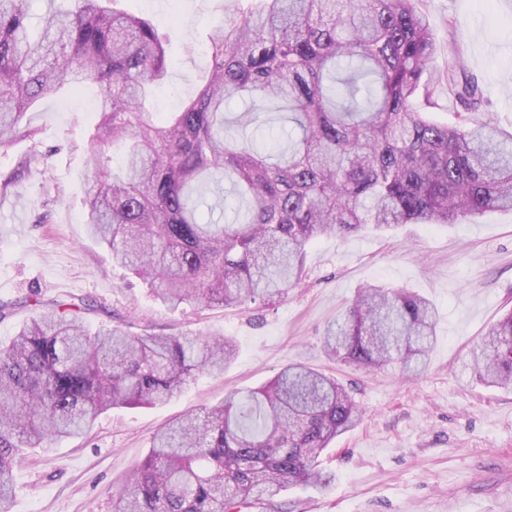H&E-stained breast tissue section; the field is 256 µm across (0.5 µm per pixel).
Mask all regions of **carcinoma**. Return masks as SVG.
Returning <instances> with one entry per match:
<instances>
[{
  "label": "carcinoma",
  "mask_w": 512,
  "mask_h": 512,
  "mask_svg": "<svg viewBox=\"0 0 512 512\" xmlns=\"http://www.w3.org/2000/svg\"><path fill=\"white\" fill-rule=\"evenodd\" d=\"M30 24L29 0H0V153L35 139L32 104L65 87L100 89L84 221L112 262L169 309L270 304L295 287L317 238L368 227L456 224L512 211V134L491 121L437 123L415 107L436 52L421 0H260L221 18L209 75L181 111L146 109L170 63L172 33L117 8L71 0ZM466 112L478 83L448 69ZM280 100L299 134L288 151L226 136L224 103ZM118 167H109L111 156ZM42 154L0 183L16 187ZM0 342V512L28 448L89 430L111 408L169 401L236 355L226 337L89 329L83 301H57ZM437 336L428 299L366 285L329 325L324 349L365 370L427 367ZM471 355L479 380L512 390V311ZM362 414L336 379L300 363L231 392L202 415L171 420L111 489L113 512H245L293 485L318 486V458Z\"/></svg>",
  "instance_id": "cac0c4a2"
}]
</instances>
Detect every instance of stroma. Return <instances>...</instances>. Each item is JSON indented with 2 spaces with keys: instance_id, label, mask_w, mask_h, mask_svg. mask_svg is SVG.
Returning a JSON list of instances; mask_svg holds the SVG:
<instances>
[{
  "instance_id": "35a3bbf8",
  "label": "stroma",
  "mask_w": 512,
  "mask_h": 512,
  "mask_svg": "<svg viewBox=\"0 0 512 512\" xmlns=\"http://www.w3.org/2000/svg\"><path fill=\"white\" fill-rule=\"evenodd\" d=\"M121 6L175 29L167 79L147 101L152 112L175 110L207 77L200 47L234 0ZM420 7L436 39L434 71L460 61L485 101L477 118L512 132V0H422ZM97 97L88 86L41 99L30 112L35 141L0 154V180L31 148L50 155L0 194V301L17 305L0 322V340L30 316L29 296L46 304L83 298L94 306L85 316L91 326L221 334L234 341L237 357L223 375L196 376L165 405L108 411L88 434L33 452L14 472L12 512H111V487L170 419L217 405L228 391L258 387L291 363L336 377L363 417L320 458L330 484L290 487L280 498L283 512H512V392L483 385L470 356L512 310V212L325 235L308 250L300 286L272 307L172 310L87 236L84 182ZM369 284L406 288L435 305L438 336L421 376L402 377L392 366L363 372L325 355L327 326Z\"/></svg>"
}]
</instances>
